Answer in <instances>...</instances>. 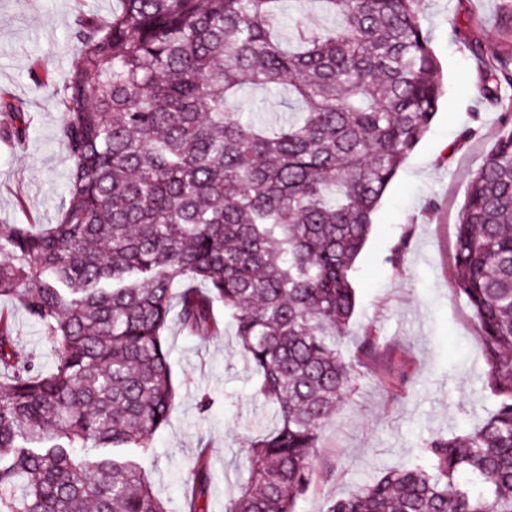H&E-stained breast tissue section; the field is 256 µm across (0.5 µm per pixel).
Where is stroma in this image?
I'll use <instances>...</instances> for the list:
<instances>
[{
  "instance_id": "35a3bbf8",
  "label": "stroma",
  "mask_w": 512,
  "mask_h": 512,
  "mask_svg": "<svg viewBox=\"0 0 512 512\" xmlns=\"http://www.w3.org/2000/svg\"><path fill=\"white\" fill-rule=\"evenodd\" d=\"M116 0H0V230L55 222L67 198L71 161L61 136L57 91L77 53L78 18L105 22ZM447 92L424 138L373 214L355 263L356 312L336 349L357 358L375 349L321 432L315 481L295 512H324L384 470L410 460L435 435L478 427L495 409L477 321L453 287L455 224L470 179L505 122L512 84L483 93L471 51L480 45L512 65V0H419ZM27 115L15 138L10 107ZM400 254L399 265L390 258ZM233 325L203 340L170 324V362L180 388L171 419L152 437L155 492L182 512L199 444H209L207 512H225L248 465L246 437L269 423L259 377L242 356ZM207 412H200L202 398Z\"/></svg>"
}]
</instances>
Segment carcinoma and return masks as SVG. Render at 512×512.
I'll use <instances>...</instances> for the list:
<instances>
[{"instance_id":"1","label":"carcinoma","mask_w":512,"mask_h":512,"mask_svg":"<svg viewBox=\"0 0 512 512\" xmlns=\"http://www.w3.org/2000/svg\"><path fill=\"white\" fill-rule=\"evenodd\" d=\"M118 0L79 18L60 88L72 161L54 224L0 234V301L54 352L45 369L0 308V512H169L146 462L177 389L171 321L235 326L276 425L247 439L248 477L225 512H294L320 430L364 362L327 337L356 306L372 215L442 97L419 0ZM484 92L512 83L475 52ZM291 115L261 122V94ZM454 285L478 322L496 407L326 512H512V127L472 176ZM201 451L188 512H207Z\"/></svg>"}]
</instances>
